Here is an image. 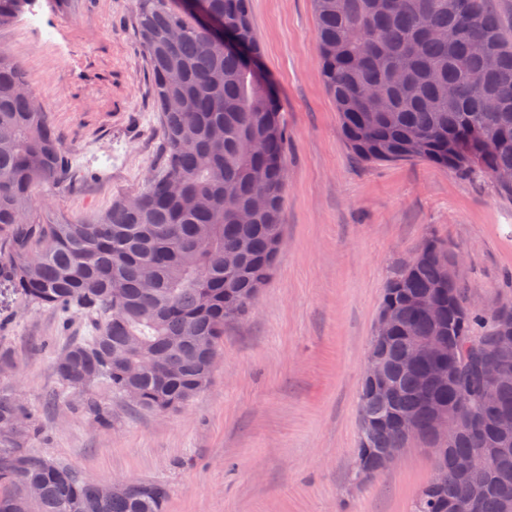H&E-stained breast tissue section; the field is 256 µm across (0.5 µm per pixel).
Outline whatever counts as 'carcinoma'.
Returning a JSON list of instances; mask_svg holds the SVG:
<instances>
[{"instance_id":"1","label":"carcinoma","mask_w":512,"mask_h":512,"mask_svg":"<svg viewBox=\"0 0 512 512\" xmlns=\"http://www.w3.org/2000/svg\"><path fill=\"white\" fill-rule=\"evenodd\" d=\"M255 57L251 0H205ZM32 0H0V26ZM325 87L352 152L368 162L421 160L490 177L512 170V36L489 0H313ZM135 31L161 112L166 169L142 193L77 224L34 216V189L64 183L72 157L30 92L19 63L0 51V282L27 303L69 315L99 313L90 335L59 354L61 380L83 392L96 384L142 409L184 407L211 381L208 356L221 354L224 322L245 315L271 274L281 244L287 130L271 81L215 41L180 0H136ZM500 145L479 149L482 140ZM413 257L385 288L381 308L400 326L386 343L398 360L412 336H440L460 361L500 335L501 318L467 305L460 284L438 288L448 246ZM426 295L442 324L414 307ZM391 406L420 417L452 400L472 405L484 391L476 370L446 390L390 368ZM358 479L378 472L384 448L407 434L367 420L386 406L359 391ZM512 416V381L483 407V428L462 431L448 453L473 454ZM31 409L0 390V512H164L169 489L131 483L100 496L66 466L28 455ZM447 467L427 483L412 512H448L468 483L483 488L478 512H512V450L470 480Z\"/></svg>"}]
</instances>
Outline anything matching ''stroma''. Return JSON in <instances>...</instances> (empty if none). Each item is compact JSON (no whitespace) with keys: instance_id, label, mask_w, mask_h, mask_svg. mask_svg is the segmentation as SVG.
<instances>
[{"instance_id":"stroma-1","label":"stroma","mask_w":512,"mask_h":512,"mask_svg":"<svg viewBox=\"0 0 512 512\" xmlns=\"http://www.w3.org/2000/svg\"><path fill=\"white\" fill-rule=\"evenodd\" d=\"M260 67L288 132L276 267L247 315L224 324L221 362L185 408L149 411L68 388L55 357L98 318H61L0 285V388L29 402L32 455L101 482H162L165 512H411L434 452L411 443L356 483L358 391L388 282L429 238L460 255L465 300L512 307V196L484 174L348 148L324 85L312 0H252ZM135 0H35L0 26L73 158L36 189L37 213L79 222L143 191L163 168Z\"/></svg>"}]
</instances>
